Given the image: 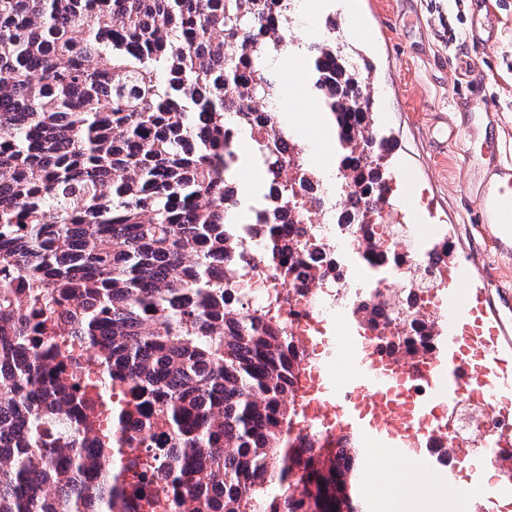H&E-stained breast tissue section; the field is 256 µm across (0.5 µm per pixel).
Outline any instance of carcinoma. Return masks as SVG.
I'll return each mask as SVG.
<instances>
[{
	"label": "carcinoma",
	"mask_w": 512,
	"mask_h": 512,
	"mask_svg": "<svg viewBox=\"0 0 512 512\" xmlns=\"http://www.w3.org/2000/svg\"><path fill=\"white\" fill-rule=\"evenodd\" d=\"M267 6L0 0V512H362L356 456L294 446L286 326L212 275L235 247L226 131L261 166L288 134L273 110L250 122L288 44V8ZM309 52L344 186L365 156L387 187L374 65ZM61 336L96 348L95 380L63 368Z\"/></svg>",
	"instance_id": "obj_1"
}]
</instances>
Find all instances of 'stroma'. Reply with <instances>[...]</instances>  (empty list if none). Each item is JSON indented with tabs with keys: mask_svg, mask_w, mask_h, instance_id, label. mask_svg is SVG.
<instances>
[{
	"mask_svg": "<svg viewBox=\"0 0 512 512\" xmlns=\"http://www.w3.org/2000/svg\"><path fill=\"white\" fill-rule=\"evenodd\" d=\"M501 18L496 37L484 43L470 37L473 0H356L338 18L343 37L376 63L370 95L390 112L389 132L400 142L394 165L414 166L419 190L436 204L434 221L456 227L459 251L473 262L491 301L512 327V251L497 248L480 220L479 199L490 157L512 164V0H488ZM365 27L352 23L355 12ZM270 66L285 98L278 117L291 130L306 161L320 129L321 106L310 89L309 56L293 51L273 55ZM476 87L494 116L463 123L464 99Z\"/></svg>",
	"mask_w": 512,
	"mask_h": 512,
	"instance_id": "35a3bbf8",
	"label": "stroma"
}]
</instances>
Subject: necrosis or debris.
<instances>
[{"instance_id": "1", "label": "necrosis or debris", "mask_w": 512, "mask_h": 512, "mask_svg": "<svg viewBox=\"0 0 512 512\" xmlns=\"http://www.w3.org/2000/svg\"><path fill=\"white\" fill-rule=\"evenodd\" d=\"M358 171L364 190L339 191L337 207L329 205L334 195L312 178L297 185L299 205L279 209L272 223L225 225V236L241 240L242 246L226 251L214 273L239 269L233 286L240 305L279 307L291 336L298 337L334 318L325 301L351 293L353 272L343 253H357L374 277L364 312L366 335L378 348L400 351L415 366L433 349L431 323L444 256L418 254L398 225L361 223L377 184L369 162H360ZM452 414L451 432L429 431L431 447H464L499 427L493 415L465 398L457 400Z\"/></svg>"}]
</instances>
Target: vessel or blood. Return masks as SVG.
<instances>
[{
  "label": "vessel or blood",
  "instance_id": "obj_1",
  "mask_svg": "<svg viewBox=\"0 0 512 512\" xmlns=\"http://www.w3.org/2000/svg\"><path fill=\"white\" fill-rule=\"evenodd\" d=\"M474 14V34L493 36L497 15L480 2ZM431 210L428 198L406 201L410 240L421 254L453 237L450 226L429 223ZM480 214L499 245L512 242V169H495ZM438 293L435 350L425 363L379 356L358 324L342 317L335 335L318 343L317 373L302 387L305 424L322 421L332 435L354 442L359 467L348 487L364 512L378 510L374 472L384 453L406 466L418 463L425 488L459 500L462 512H512V338L466 255L449 254ZM463 396L491 410L499 430L465 448L430 447L429 421L449 420ZM471 459L475 467L462 474Z\"/></svg>",
  "mask_w": 512,
  "mask_h": 512
}]
</instances>
